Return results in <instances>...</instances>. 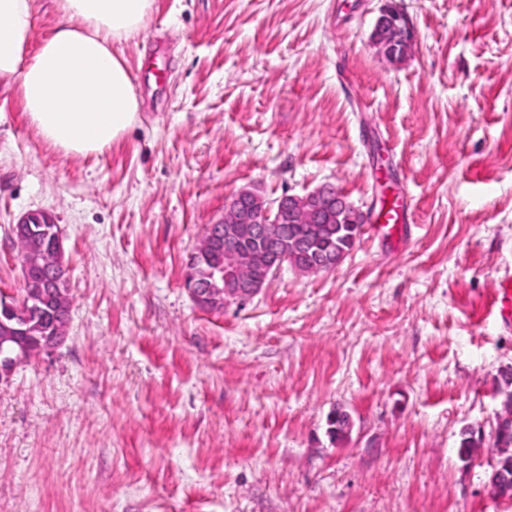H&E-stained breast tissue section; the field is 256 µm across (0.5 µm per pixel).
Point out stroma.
Masks as SVG:
<instances>
[{
    "label": "stroma",
    "mask_w": 512,
    "mask_h": 512,
    "mask_svg": "<svg viewBox=\"0 0 512 512\" xmlns=\"http://www.w3.org/2000/svg\"><path fill=\"white\" fill-rule=\"evenodd\" d=\"M399 3L417 41L393 65L384 0H155L113 47L138 121L98 155L0 93V296L34 209L71 294L66 342L0 382V512H512L489 487L512 331L485 308L512 270V0ZM327 182L366 215L403 194L413 221L196 304L189 258L235 193ZM352 429L350 415L338 407L328 417L327 433L333 442L341 443L347 439Z\"/></svg>",
    "instance_id": "1"
}]
</instances>
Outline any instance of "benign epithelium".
Instances as JSON below:
<instances>
[{
  "instance_id": "obj_1",
  "label": "benign epithelium",
  "mask_w": 512,
  "mask_h": 512,
  "mask_svg": "<svg viewBox=\"0 0 512 512\" xmlns=\"http://www.w3.org/2000/svg\"><path fill=\"white\" fill-rule=\"evenodd\" d=\"M417 35L408 15L399 6L389 3L381 9L372 40L383 55L393 62L407 58ZM348 208L347 202L336 195V187L324 183L303 195H285L268 201L261 195L241 190L233 195L224 208V215L206 226L195 255L208 254L215 243L224 242L223 290L224 305H243L287 265L296 272L310 275L329 271L336 266L334 255H325L310 246V238H297L286 232L287 224H324L333 209ZM19 232L41 234L51 243L53 263L65 268L63 236L58 225L33 228L30 224H15ZM22 302L27 306L25 317L13 316L16 304L0 303V342L17 350L12 357L0 359V380L10 377L29 351L30 316L37 315L45 301L42 284L32 281L28 265H21ZM185 287L196 301L205 307L214 297L215 288L194 279L185 281ZM67 339V327L57 328L45 341L37 342V351L50 352ZM496 429L507 434L512 431V401L502 403L497 413ZM490 491L496 498L512 499V477L502 468H493Z\"/></svg>"
}]
</instances>
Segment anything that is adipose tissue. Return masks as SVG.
I'll list each match as a JSON object with an SVG mask.
<instances>
[{"instance_id":"adipose-tissue-1","label":"adipose tissue","mask_w":512,"mask_h":512,"mask_svg":"<svg viewBox=\"0 0 512 512\" xmlns=\"http://www.w3.org/2000/svg\"><path fill=\"white\" fill-rule=\"evenodd\" d=\"M61 23L32 46L36 0H0V88L63 156L97 154L132 128L139 100L115 43L142 29L153 0H54Z\"/></svg>"}]
</instances>
